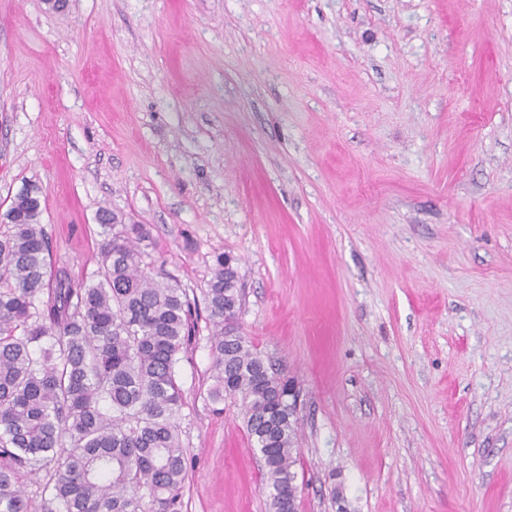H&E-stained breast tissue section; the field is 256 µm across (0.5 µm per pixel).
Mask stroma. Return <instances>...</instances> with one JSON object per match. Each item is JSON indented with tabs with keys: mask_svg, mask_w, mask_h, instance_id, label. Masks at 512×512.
<instances>
[{
	"mask_svg": "<svg viewBox=\"0 0 512 512\" xmlns=\"http://www.w3.org/2000/svg\"><path fill=\"white\" fill-rule=\"evenodd\" d=\"M55 265L99 210L295 381L301 512H512V0H0V214ZM211 330L177 367L181 512H268Z\"/></svg>",
	"mask_w": 512,
	"mask_h": 512,
	"instance_id": "35a3bbf8",
	"label": "stroma"
}]
</instances>
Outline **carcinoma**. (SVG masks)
<instances>
[{"mask_svg":"<svg viewBox=\"0 0 512 512\" xmlns=\"http://www.w3.org/2000/svg\"><path fill=\"white\" fill-rule=\"evenodd\" d=\"M42 203L29 183L0 216V512H180L188 466L176 366L198 333V300L144 263L145 226L107 209L91 280L52 269ZM202 294L209 397L240 402L269 512H288L300 494L288 377L227 334L243 304L232 258L213 255ZM39 478L37 500L27 486Z\"/></svg>","mask_w":512,"mask_h":512,"instance_id":"obj_1","label":"carcinoma"}]
</instances>
